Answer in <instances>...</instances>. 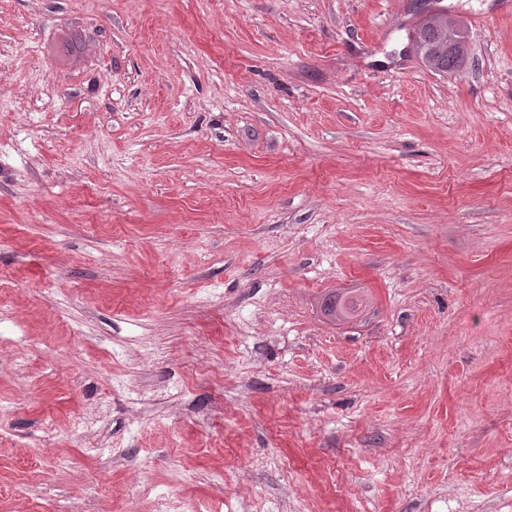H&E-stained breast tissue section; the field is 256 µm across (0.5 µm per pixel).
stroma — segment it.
<instances>
[{
    "instance_id": "1",
    "label": "stroma",
    "mask_w": 512,
    "mask_h": 512,
    "mask_svg": "<svg viewBox=\"0 0 512 512\" xmlns=\"http://www.w3.org/2000/svg\"><path fill=\"white\" fill-rule=\"evenodd\" d=\"M441 5L453 73L411 0H0V512H512V0ZM426 40L433 47V54L424 60L426 67L437 71L448 73V71L458 70L463 62L460 55L461 37L452 31L448 34V39L441 43L431 29H426ZM354 307L353 302L343 301L335 292L329 294L322 303L323 314L331 321L345 319Z\"/></svg>"
}]
</instances>
